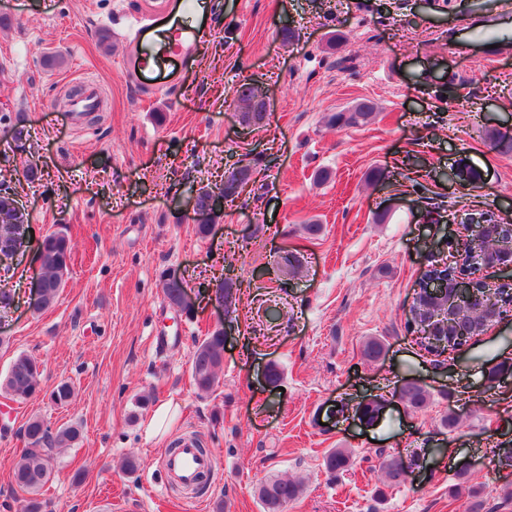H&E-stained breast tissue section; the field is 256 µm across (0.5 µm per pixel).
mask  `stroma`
Listing matches in <instances>:
<instances>
[{
	"mask_svg": "<svg viewBox=\"0 0 512 512\" xmlns=\"http://www.w3.org/2000/svg\"><path fill=\"white\" fill-rule=\"evenodd\" d=\"M155 2L0 0L11 19L0 29V185L29 224L0 276L13 299L0 311V374L23 353L42 363L45 389L23 403L0 395V512L23 510L12 472L35 416L82 430L55 451L45 512H192L160 458L189 434L215 463L204 512H264L256 488L274 476L304 484L286 512H467L472 488L482 512H512V475L497 467L512 448V374L488 380L512 363V321L441 359L407 324L466 213L512 224V153L488 146L492 131L512 134V0H210L205 53L161 92L122 67L128 23ZM476 23L497 27V49L470 37ZM245 82L269 103L262 125L240 120ZM90 88L99 110L75 111ZM361 99L377 106L368 124H330ZM242 161L254 182L199 237L191 198ZM57 231L73 245L66 286L35 311L34 253ZM229 267L248 287L223 312L211 291ZM172 271L193 319L164 299ZM219 324L224 373L202 396L191 355ZM372 339L384 345L375 361ZM273 363L277 390L262 380ZM408 379L429 390L425 407L393 399ZM63 381L75 396L58 405L47 393ZM373 398L384 408L368 424L358 408ZM166 402L173 420L149 434ZM332 448L350 454L347 471L326 470ZM396 456L408 470L391 486Z\"/></svg>",
	"mask_w": 512,
	"mask_h": 512,
	"instance_id": "1",
	"label": "stroma"
}]
</instances>
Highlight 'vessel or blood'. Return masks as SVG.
Masks as SVG:
<instances>
[{"instance_id": "1", "label": "vessel or blood", "mask_w": 512, "mask_h": 512, "mask_svg": "<svg viewBox=\"0 0 512 512\" xmlns=\"http://www.w3.org/2000/svg\"><path fill=\"white\" fill-rule=\"evenodd\" d=\"M195 0H159L146 15L136 18L129 29L133 53L122 65L131 79L152 91L176 85L186 59L198 51L205 31L185 26L183 12ZM212 457L202 454L193 439H184L169 452L162 464L167 476L191 485L198 475L213 469Z\"/></svg>"}]
</instances>
